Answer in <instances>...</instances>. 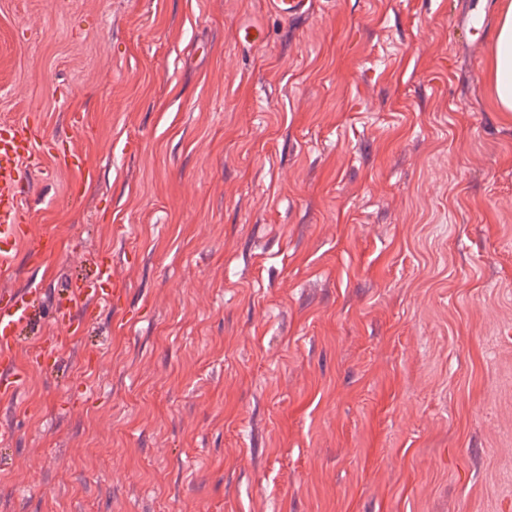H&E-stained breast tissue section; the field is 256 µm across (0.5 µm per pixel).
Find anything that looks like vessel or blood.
Here are the masks:
<instances>
[{
	"mask_svg": "<svg viewBox=\"0 0 512 512\" xmlns=\"http://www.w3.org/2000/svg\"><path fill=\"white\" fill-rule=\"evenodd\" d=\"M285 18L307 16L313 0H273ZM40 149L37 136L26 122L0 126V267H6L17 247L28 237L30 216L16 192L23 157H34ZM118 293L112 261L101 257L92 279L68 287L60 301V311L70 314L91 301H111ZM40 304L36 288H13L0 293V394L16 391L21 374L16 350L22 327L35 316Z\"/></svg>",
	"mask_w": 512,
	"mask_h": 512,
	"instance_id": "vessel-or-blood-1",
	"label": "vessel or blood"
}]
</instances>
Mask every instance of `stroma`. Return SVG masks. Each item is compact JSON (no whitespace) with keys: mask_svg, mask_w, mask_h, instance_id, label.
I'll use <instances>...</instances> for the list:
<instances>
[{"mask_svg":"<svg viewBox=\"0 0 512 512\" xmlns=\"http://www.w3.org/2000/svg\"><path fill=\"white\" fill-rule=\"evenodd\" d=\"M0 0L37 285L0 512H512V112L462 0ZM250 24L264 41L243 48ZM81 154V170L57 156ZM277 12L287 19L306 17L313 9L312 0H273ZM115 276L112 271V261L108 256L99 259L95 276L83 285L73 284L65 291L60 301V312L64 315L82 308L92 300L112 303L119 289L115 288Z\"/></svg>","mask_w":512,"mask_h":512,"instance_id":"stroma-1","label":"stroma"}]
</instances>
